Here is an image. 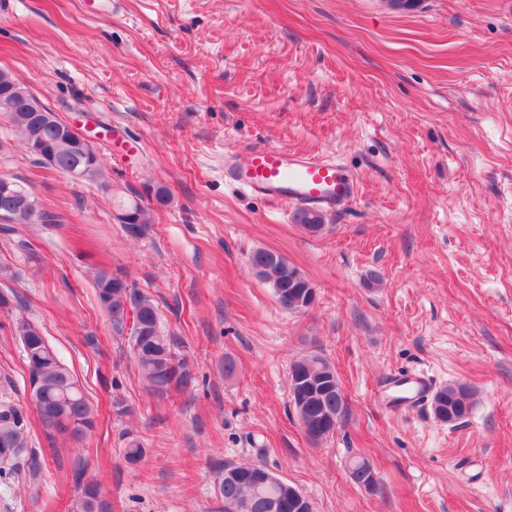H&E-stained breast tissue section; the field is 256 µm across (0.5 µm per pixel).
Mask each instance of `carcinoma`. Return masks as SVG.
Masks as SVG:
<instances>
[{
	"instance_id": "1",
	"label": "carcinoma",
	"mask_w": 512,
	"mask_h": 512,
	"mask_svg": "<svg viewBox=\"0 0 512 512\" xmlns=\"http://www.w3.org/2000/svg\"><path fill=\"white\" fill-rule=\"evenodd\" d=\"M36 100L27 88L9 72L0 70V118H5L31 145L33 133H40L39 148L34 152L40 163L60 173L73 167H95L93 178L102 176L98 153L87 154L74 139L59 136L57 123L34 129L35 112L30 102ZM122 230L133 240L148 236L152 224L148 208L139 202L126 207ZM0 216L16 224H56L59 217L37 208L36 199L15 181L0 176ZM295 222L310 234L324 226L321 213L301 208ZM250 266L274 290L281 307L301 311L315 300V288L288 259L269 249H256L248 257ZM96 296L107 313L112 329L129 335V345L137 368L151 394L163 398L173 389L188 390L195 386V374L189 360L175 352L178 342L160 329L158 307L153 299L128 283L118 271L101 268L95 276ZM16 334L25 352L31 397L47 438L79 442L95 429V413L60 355L34 323L21 320ZM290 392L298 420L307 437L322 442L336 432L346 410V399L336 372L325 358L314 355L296 361L289 372ZM472 390L450 385L438 390L432 399L434 417L454 423L467 417L472 404ZM28 417L20 404L9 396L0 397V476L3 469L14 466L31 451ZM352 479L367 488L376 485L371 465L355 459L350 465ZM78 487L75 512H112V504L100 487L83 481L75 471ZM291 484L274 475L265 465L252 463L224 466L218 492L224 499V512H313L304 494H292Z\"/></svg>"
}]
</instances>
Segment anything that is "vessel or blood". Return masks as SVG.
<instances>
[{"label": "vessel or blood", "mask_w": 512, "mask_h": 512, "mask_svg": "<svg viewBox=\"0 0 512 512\" xmlns=\"http://www.w3.org/2000/svg\"><path fill=\"white\" fill-rule=\"evenodd\" d=\"M224 180L270 202L324 212L339 210L358 192L356 179L335 160L271 146L225 149Z\"/></svg>", "instance_id": "b4317fda"}]
</instances>
